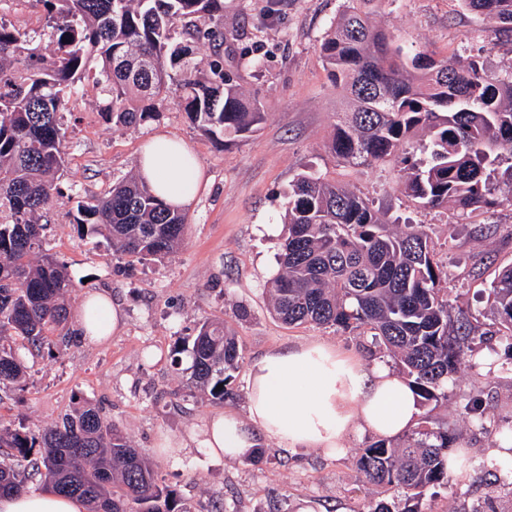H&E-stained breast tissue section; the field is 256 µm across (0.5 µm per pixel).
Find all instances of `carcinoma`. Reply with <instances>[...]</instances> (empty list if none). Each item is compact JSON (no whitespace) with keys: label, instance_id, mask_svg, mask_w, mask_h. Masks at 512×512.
<instances>
[{"label":"carcinoma","instance_id":"1","mask_svg":"<svg viewBox=\"0 0 512 512\" xmlns=\"http://www.w3.org/2000/svg\"><path fill=\"white\" fill-rule=\"evenodd\" d=\"M364 0H346L326 32L321 55L347 108L326 148L349 164L397 154L418 132L426 137L403 158L404 192L422 208L453 206L461 215L512 195V72L483 63L409 58L373 23ZM494 34L512 32V0H461ZM52 48L35 32L0 20V390L23 386L28 367L17 353L55 356L66 342V297L77 284L51 254L41 223L61 193L68 95L96 71L105 121L135 125L180 93L191 123L212 136H245L265 120L259 101L224 75L223 59L202 68L192 44H224L207 21L224 0H41ZM77 223L132 262L160 261L184 240L187 215L166 206L150 186L130 178L79 205ZM288 236L268 281L270 312L283 323L366 328L424 401L448 397V378L479 367V327L453 310L438 285L448 272L434 259L418 224H390L355 190L325 176L299 174L285 202ZM495 321L512 337V265L490 289ZM190 384L213 402L232 396L243 361L237 337L203 321L190 350ZM221 390H216L218 385ZM459 415L502 439L512 428L486 426L482 392L461 397ZM446 428L420 429L401 444L362 449L357 470L381 499L373 512H422L424 492L448 488ZM0 495L40 481L76 497L88 512H191L155 478L140 449L97 407L77 398L61 422L44 430L0 420Z\"/></svg>","mask_w":512,"mask_h":512}]
</instances>
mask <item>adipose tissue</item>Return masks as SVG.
Here are the masks:
<instances>
[{
	"label": "adipose tissue",
	"mask_w": 512,
	"mask_h": 512,
	"mask_svg": "<svg viewBox=\"0 0 512 512\" xmlns=\"http://www.w3.org/2000/svg\"><path fill=\"white\" fill-rule=\"evenodd\" d=\"M139 178L168 206L185 209L202 187V168L187 145L154 137L137 166ZM84 339L103 343L123 323L105 292L87 294L76 309ZM420 409L407 381L383 364H371L332 345L310 341L260 356L247 377V414L213 416L206 445L213 456L251 457L261 441L303 452L343 451L368 433L390 439L411 429ZM0 512H85L80 499L50 489L0 497Z\"/></svg>",
	"instance_id": "adipose-tissue-1"
}]
</instances>
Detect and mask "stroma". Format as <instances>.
<instances>
[{
  "label": "stroma",
  "instance_id": "1",
  "mask_svg": "<svg viewBox=\"0 0 512 512\" xmlns=\"http://www.w3.org/2000/svg\"><path fill=\"white\" fill-rule=\"evenodd\" d=\"M267 2L224 0L219 19L224 69L266 113L252 134H204L174 92L157 115L128 127L104 122L92 80L71 96L62 114V193L47 215V238L77 284L70 305L78 306L84 293L108 292L121 306L124 325L107 342L90 344L79 337L77 319H70L73 338L55 358L26 356L27 386L0 394V417L18 427L46 429L80 395L128 434L152 461L159 483L191 507L218 500L227 512H369L376 496L358 477L356 455L373 443L371 435L351 438L336 456L292 453L268 443L258 462L217 461L204 444L211 416L244 412L249 368L269 349L321 340L371 361L386 359L369 333L288 326L270 313L265 286L278 270L287 233L284 193L297 174L313 172L355 189L380 213L423 225L448 271L441 286L449 301L486 325L494 321L488 289L501 268L512 264V200L462 217L452 209H423L401 192V156L369 165L338 162L326 141L339 117L341 91L323 64L320 45L344 2L278 0L272 15ZM372 9L406 54L425 48L439 60L479 58L494 74L512 70V33L493 35L461 0H374ZM160 134L191 147L204 183L186 210L181 248L158 262L132 264L91 227L77 224V208L135 175L143 148ZM207 319L223 322L244 354L234 397L222 403L182 388L192 365L188 353L169 357L175 346L191 343ZM473 384L485 391L492 425L512 427L510 371H467L449 380L448 398L421 402L420 416L430 427L461 430L457 445L469 457L447 489L427 498L428 512H512V442L495 440L458 415L457 394ZM177 387L183 394L176 398L171 391ZM164 438L179 445L177 455L159 452ZM486 459L501 461V469H483Z\"/></svg>",
  "mask_w": 512,
  "mask_h": 512
}]
</instances>
